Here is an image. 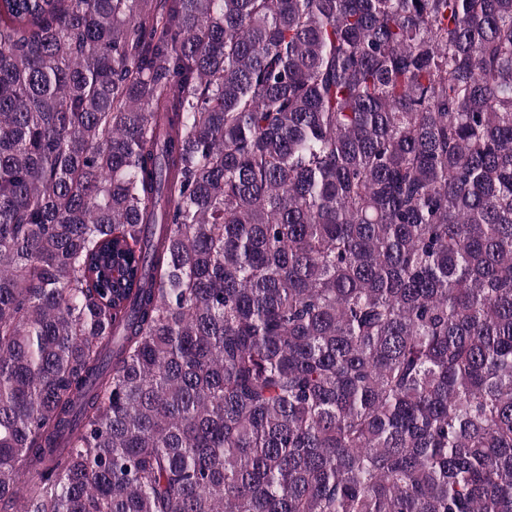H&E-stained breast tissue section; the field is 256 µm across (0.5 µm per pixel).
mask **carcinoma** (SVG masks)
<instances>
[{
    "label": "carcinoma",
    "instance_id": "obj_1",
    "mask_svg": "<svg viewBox=\"0 0 512 512\" xmlns=\"http://www.w3.org/2000/svg\"><path fill=\"white\" fill-rule=\"evenodd\" d=\"M0 512H512V0H0Z\"/></svg>",
    "mask_w": 512,
    "mask_h": 512
}]
</instances>
